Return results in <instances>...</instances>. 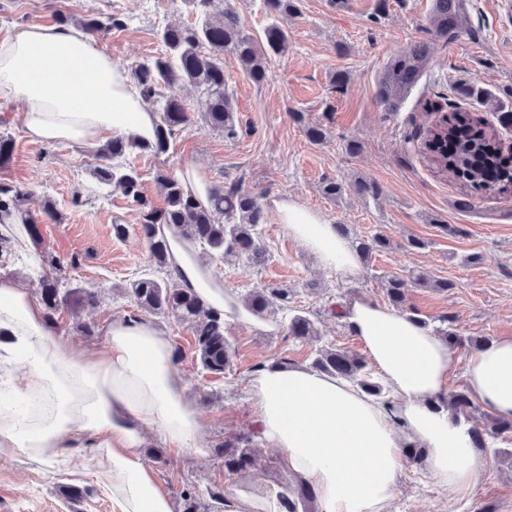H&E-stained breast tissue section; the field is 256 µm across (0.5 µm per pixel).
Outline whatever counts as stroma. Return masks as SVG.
<instances>
[{"label": "stroma", "mask_w": 512, "mask_h": 512, "mask_svg": "<svg viewBox=\"0 0 512 512\" xmlns=\"http://www.w3.org/2000/svg\"><path fill=\"white\" fill-rule=\"evenodd\" d=\"M242 29L262 37L277 25L288 35V48L273 56L263 83L253 82L233 53L224 55V78L238 120V136L202 124L180 132L168 154L136 153L131 165L141 175L145 195L156 205L164 198L159 173L183 175L198 167L210 186L240 180L243 189L259 195L266 207V238L271 259L245 268L210 263L220 286L236 292L261 286L294 289V303L314 318L323 342L363 354L339 318L324 310L328 301L345 303L369 297L386 303L381 275H407L421 269L452 281L440 292L413 288L408 303L424 319L453 315L465 336L497 340L512 336V194L483 196L470 209L457 206L464 189L450 175L436 172L421 152L420 131L438 111L473 109L476 100L461 96L460 87L477 84L493 105L482 110L497 128L504 145L512 144V127L499 124V115L512 113V0H461L448 35L431 24L433 0H295L289 14L269 16L259 0H231ZM121 16L124 27L97 40V48L130 64L163 52L158 30L168 24L194 23L183 0H0V37L14 29L39 23L51 25L57 14ZM424 50L428 60L415 83L400 100H385L383 82L398 60ZM345 77L337 88V77ZM303 113L297 122L295 113ZM327 129L323 141L311 142L305 123ZM14 142L10 160L0 165V183L26 186L32 192L25 210L39 218L47 248L61 262L76 260L73 283L97 294L95 307L80 320L60 314L59 331L75 347L104 349L112 320L135 315L137 309L124 287L149 263L139 230V214L120 190L93 175L98 161L94 148L75 144L30 141L17 108L0 110V134ZM362 145L358 154L348 141ZM373 183L375 196L352 189L355 180ZM345 185L329 198L325 181ZM288 196L319 212L328 222L346 225L350 234L383 232L391 246L374 253L369 268L352 280L324 269L317 259L288 236L270 212L272 198ZM56 202L62 221L44 218L45 199ZM128 227L125 237L112 233L115 223ZM425 241L410 250V238ZM91 323V333L78 321ZM157 328L185 353L175 367L187 398L197 413L209 445L249 430L253 409L247 379L255 367L288 362L310 365L313 346L288 338L286 329H267L236 321L226 324L237 353L231 372L203 374L190 354L192 331L174 317L157 315ZM506 456L482 451L485 470L476 496L469 501L443 498L427 481L423 465L407 459L393 503L395 512H512V439ZM140 453L148 461L159 487L180 506L185 489L282 487L286 477L278 449L259 448L260 464L250 472L225 475L215 455L195 456L170 448L155 433L148 434ZM99 449L79 437L52 465L27 458L0 456V512H112V498L96 478ZM88 488L75 508H68L66 487Z\"/></svg>", "instance_id": "1"}]
</instances>
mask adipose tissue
<instances>
[{"instance_id": "adipose-tissue-1", "label": "adipose tissue", "mask_w": 512, "mask_h": 512, "mask_svg": "<svg viewBox=\"0 0 512 512\" xmlns=\"http://www.w3.org/2000/svg\"><path fill=\"white\" fill-rule=\"evenodd\" d=\"M22 107L29 139L92 146L104 137L152 139L156 117L126 64L98 51L75 26L33 24L0 37V108ZM278 224L319 263L347 277L359 265L318 212L288 197L272 203ZM172 265L225 317H255L212 282L191 246L172 240ZM341 319L392 393L384 404L344 380L267 364L247 380L256 439L283 455L288 478L310 485L319 512H387L404 468L403 448L424 447L423 467L443 495H473L483 475L470 427L439 407L449 374L463 370L483 408L512 421V337L462 354L409 314L370 299ZM104 351H75L17 279L0 277V453L51 461L80 435L101 451L99 480L113 512H173L139 450L145 428L170 445L208 453L166 336L147 319L113 320ZM220 512H286L279 490L234 488Z\"/></svg>"}]
</instances>
